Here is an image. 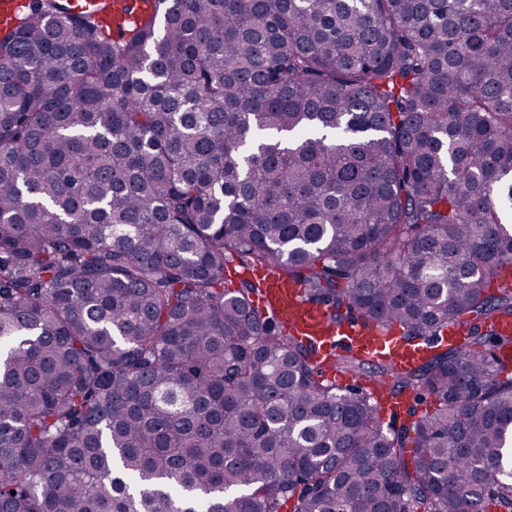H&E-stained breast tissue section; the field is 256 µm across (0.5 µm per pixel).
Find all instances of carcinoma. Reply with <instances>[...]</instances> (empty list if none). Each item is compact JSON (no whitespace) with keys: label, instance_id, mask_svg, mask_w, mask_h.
Wrapping results in <instances>:
<instances>
[{"label":"carcinoma","instance_id":"1","mask_svg":"<svg viewBox=\"0 0 512 512\" xmlns=\"http://www.w3.org/2000/svg\"><path fill=\"white\" fill-rule=\"evenodd\" d=\"M161 2L0 32V512H512V0ZM265 288L259 303L275 308L282 323L324 350L351 352L364 358L382 355L392 358L397 371L420 364L428 354L422 343L409 344L394 331L346 323L331 328L324 311L302 297V286L273 274H264Z\"/></svg>","mask_w":512,"mask_h":512}]
</instances>
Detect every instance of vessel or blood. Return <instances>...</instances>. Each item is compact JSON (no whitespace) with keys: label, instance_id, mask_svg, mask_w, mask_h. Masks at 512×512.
<instances>
[{"label":"vessel or blood","instance_id":"1","mask_svg":"<svg viewBox=\"0 0 512 512\" xmlns=\"http://www.w3.org/2000/svg\"><path fill=\"white\" fill-rule=\"evenodd\" d=\"M72 12L97 9L112 18L117 8H126L129 16L150 10V0H67ZM265 288L260 304L275 308L282 323L303 338L312 340L324 350H350L365 358L391 357L396 370L405 371L420 364L428 354L424 344H410L394 331L347 323L333 328L324 311L302 297L299 284L273 274L265 275Z\"/></svg>","mask_w":512,"mask_h":512}]
</instances>
